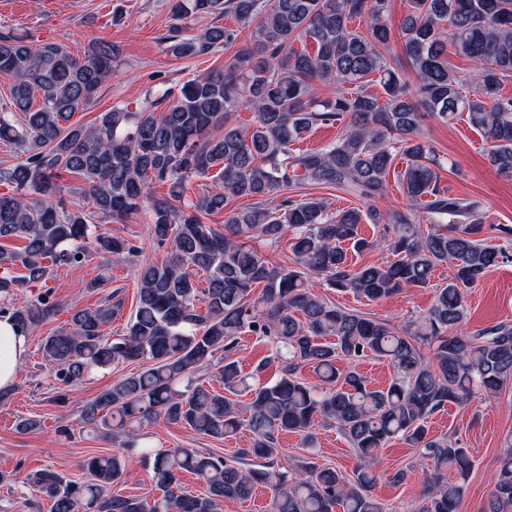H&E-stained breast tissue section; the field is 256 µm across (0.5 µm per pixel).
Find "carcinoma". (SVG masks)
Wrapping results in <instances>:
<instances>
[{
    "label": "carcinoma",
    "mask_w": 512,
    "mask_h": 512,
    "mask_svg": "<svg viewBox=\"0 0 512 512\" xmlns=\"http://www.w3.org/2000/svg\"><path fill=\"white\" fill-rule=\"evenodd\" d=\"M174 19L201 21L230 15L252 28L250 43L224 69L186 81L136 112L114 108L91 127L66 125L110 77L113 45L92 44L81 59L60 44L34 47L23 36L0 35V73L12 79L9 106H0V140L23 158L0 172L11 192L0 193V239L24 242L0 252V296L22 288L43 292L22 306L0 307L28 335L60 307L47 288L54 268L88 258L90 226L146 209L150 232L168 244L170 257L138 271V302L121 336L108 333L117 305L107 296L71 315L67 327L42 340L44 359L65 386L114 363L146 361L81 410L82 421L113 437L118 450L86 460V477L67 480L51 469L26 476L50 502L51 512H221L224 499L245 501L257 487L270 490V512H386L372 495L378 453L392 440L422 448L425 503L416 512H458L473 468L468 449L445 436L431 437L428 419L448 405L497 394L512 381V325L464 331L466 294L493 266L512 259L506 248L478 237L479 202L440 187L443 169L421 134L423 120L446 122L466 114L487 143L495 171L512 179V0H408L398 35L416 81L385 55L393 32L385 22L390 0H168ZM368 16L364 33L349 26ZM240 30L203 24L170 45L178 56H196L237 41ZM312 42L314 50L307 49ZM300 47H295V43ZM470 61L469 75L448 62V47ZM385 101L371 93L372 78ZM336 94L318 99V85ZM246 108L253 123L238 125ZM22 122L15 123V116ZM342 126L336 141L318 151L293 149L315 126ZM223 129L216 136L215 130ZM405 210L374 207L332 212L321 198H281L294 183L344 188L382 196L397 157ZM75 174L91 208L68 209L55 178ZM211 179L215 189L187 201L185 183ZM167 182L169 195L151 194ZM255 205L231 210L224 227L201 216L222 211L231 199ZM432 224L422 233L421 214ZM384 225L374 241L361 237L362 221ZM292 233V263L271 265L247 241L274 245ZM102 254L137 249L99 229ZM356 252L377 246L393 259L356 267ZM452 264L448 284L435 288L425 314L397 331L357 311L325 301L308 287L318 276L327 286L377 301L406 288L429 286L435 269ZM208 287L198 289V274ZM261 292L254 296L255 288ZM205 307H199V304ZM267 337L278 358L261 360L242 374L232 351L240 336ZM224 352L218 376L224 391L247 396L240 405L205 385L196 373ZM387 360L393 377L374 389L356 365ZM346 362L342 371L338 363ZM278 364L277 376L254 383ZM311 366L320 384L297 376ZM222 441L246 430V447L231 457L217 450L152 448L143 430L159 422ZM334 425L352 448V474L306 456L292 469L281 463L279 436H302L316 447V424ZM147 464L161 496H125L115 488L134 462ZM205 484L187 493L178 475ZM484 512H512V446L499 459L498 480Z\"/></svg>",
    "instance_id": "1"
}]
</instances>
